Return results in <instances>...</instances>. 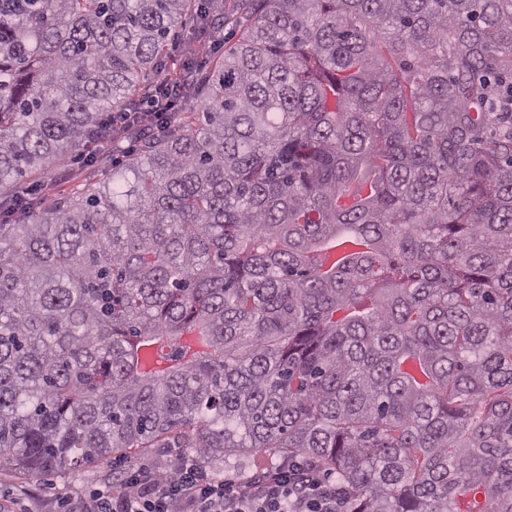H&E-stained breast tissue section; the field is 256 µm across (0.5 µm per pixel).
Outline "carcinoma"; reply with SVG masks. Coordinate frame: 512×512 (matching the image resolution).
<instances>
[{
	"label": "carcinoma",
	"instance_id": "obj_1",
	"mask_svg": "<svg viewBox=\"0 0 512 512\" xmlns=\"http://www.w3.org/2000/svg\"><path fill=\"white\" fill-rule=\"evenodd\" d=\"M250 18L194 115L33 211ZM0 467L273 449L345 512H512V0H0ZM193 24L192 22H188L186 27H183L181 32V41L177 42L176 47H173L172 50L166 56H163L164 60L162 69L165 71L179 68H187V63L189 64L190 70L193 68H199V65H208V63L212 60L214 56H205V59H192L188 55L185 54V50L183 48L185 36H190L192 32ZM186 66V67H185ZM71 168H74L72 179L69 182L66 180H56L53 173L44 175H34L31 178V188L29 191L31 197L35 202L47 199L59 190L70 192L73 189L76 191L81 184L85 183V179L91 174L93 182H99L109 177L110 167L103 166L99 163L91 162L88 158V152L83 153L81 160L72 163Z\"/></svg>",
	"mask_w": 512,
	"mask_h": 512
}]
</instances>
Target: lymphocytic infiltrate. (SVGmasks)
I'll return each mask as SVG.
<instances>
[{
    "label": "lymphocytic infiltrate",
    "instance_id": "lymphocytic-infiltrate-1",
    "mask_svg": "<svg viewBox=\"0 0 512 512\" xmlns=\"http://www.w3.org/2000/svg\"><path fill=\"white\" fill-rule=\"evenodd\" d=\"M74 512H342V502L310 464L280 466L234 488L186 456L167 472L140 466L119 493H93Z\"/></svg>",
    "mask_w": 512,
    "mask_h": 512
}]
</instances>
